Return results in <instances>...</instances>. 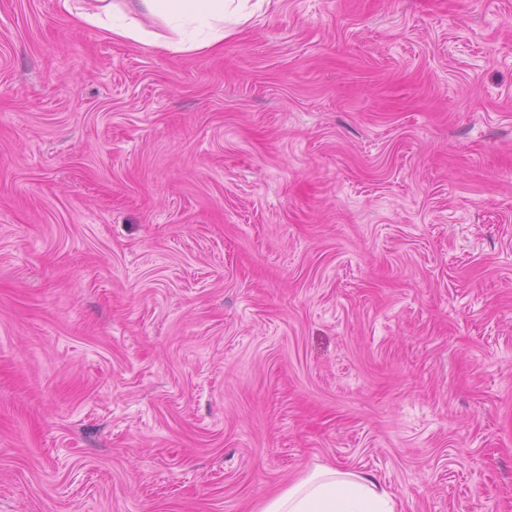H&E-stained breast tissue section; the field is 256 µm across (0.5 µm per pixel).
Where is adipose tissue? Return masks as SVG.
Instances as JSON below:
<instances>
[{"label": "adipose tissue", "instance_id": "1", "mask_svg": "<svg viewBox=\"0 0 512 512\" xmlns=\"http://www.w3.org/2000/svg\"><path fill=\"white\" fill-rule=\"evenodd\" d=\"M265 2L134 0L128 12L113 0H94L89 7L62 0V5L81 24L176 55L218 50L225 37L261 10ZM139 12L160 18L169 35L142 27L135 18ZM258 512H396V503L385 488L365 475L319 466L286 491L265 500Z\"/></svg>", "mask_w": 512, "mask_h": 512}]
</instances>
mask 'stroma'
I'll return each instance as SVG.
<instances>
[{
    "mask_svg": "<svg viewBox=\"0 0 512 512\" xmlns=\"http://www.w3.org/2000/svg\"><path fill=\"white\" fill-rule=\"evenodd\" d=\"M322 465L512 512V0H271L178 56L0 0V512Z\"/></svg>",
    "mask_w": 512,
    "mask_h": 512,
    "instance_id": "35a3bbf8",
    "label": "stroma"
}]
</instances>
